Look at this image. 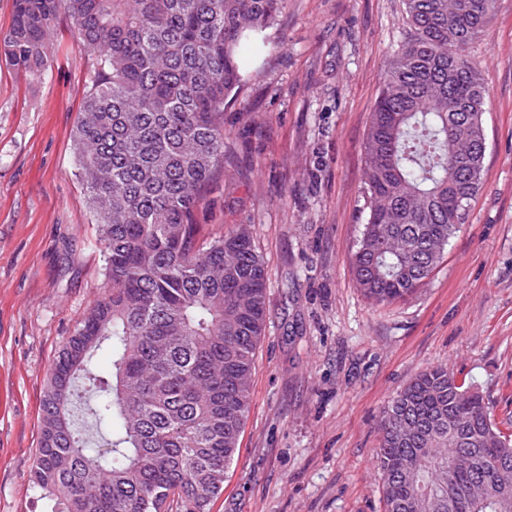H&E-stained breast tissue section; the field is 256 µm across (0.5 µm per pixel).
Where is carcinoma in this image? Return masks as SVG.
<instances>
[{
  "label": "carcinoma",
  "instance_id": "carcinoma-1",
  "mask_svg": "<svg viewBox=\"0 0 512 512\" xmlns=\"http://www.w3.org/2000/svg\"><path fill=\"white\" fill-rule=\"evenodd\" d=\"M284 0H15L0 60L43 77L60 14L94 54L74 132L107 287L59 352L29 481L57 512H207L249 413L267 315L247 226L201 239L197 213L226 176L224 108L242 56ZM501 0H404L409 34L388 64L365 141L369 213L351 258L374 304L426 284L482 188L486 90L464 55ZM101 352L112 372L95 365ZM110 435L74 429L76 380ZM448 368L383 410L386 512H512V430Z\"/></svg>",
  "mask_w": 512,
  "mask_h": 512
}]
</instances>
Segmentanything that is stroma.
<instances>
[{
  "label": "stroma",
  "mask_w": 512,
  "mask_h": 512,
  "mask_svg": "<svg viewBox=\"0 0 512 512\" xmlns=\"http://www.w3.org/2000/svg\"><path fill=\"white\" fill-rule=\"evenodd\" d=\"M403 0H284L224 110L228 174L202 237L248 225L267 273L252 403L209 512H385L384 407L443 364L512 425V0L467 48L487 91L483 187L426 285L372 304L350 258L365 139ZM91 53L60 17L47 75L0 65V512H54L29 482L44 391L106 283L73 133Z\"/></svg>",
  "instance_id": "stroma-1"
}]
</instances>
